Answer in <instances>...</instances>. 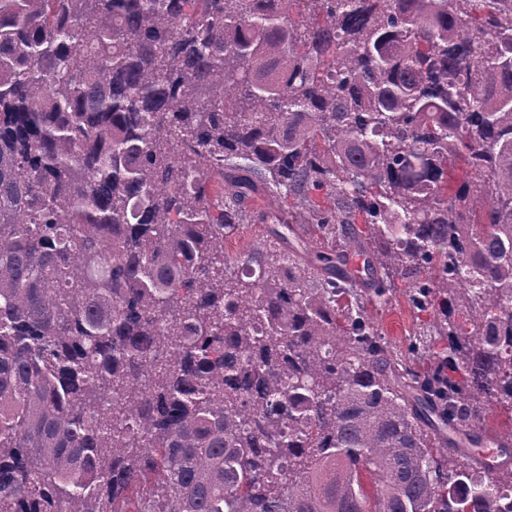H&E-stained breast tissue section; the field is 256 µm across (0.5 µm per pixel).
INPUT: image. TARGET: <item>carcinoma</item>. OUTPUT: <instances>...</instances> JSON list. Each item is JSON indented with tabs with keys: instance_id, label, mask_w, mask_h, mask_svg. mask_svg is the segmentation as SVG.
I'll use <instances>...</instances> for the list:
<instances>
[{
	"instance_id": "carcinoma-1",
	"label": "carcinoma",
	"mask_w": 512,
	"mask_h": 512,
	"mask_svg": "<svg viewBox=\"0 0 512 512\" xmlns=\"http://www.w3.org/2000/svg\"><path fill=\"white\" fill-rule=\"evenodd\" d=\"M492 407L512 0H0V512H512ZM273 225L279 231L288 233L284 227L280 226L282 224L277 222L275 224H241L238 231L224 239V253L230 258H238L246 253L256 240L266 235V227H273ZM375 318L380 323L385 337L390 342L406 351L409 335L415 327L416 318L409 308L405 296L399 294L392 304L374 311Z\"/></svg>"
}]
</instances>
